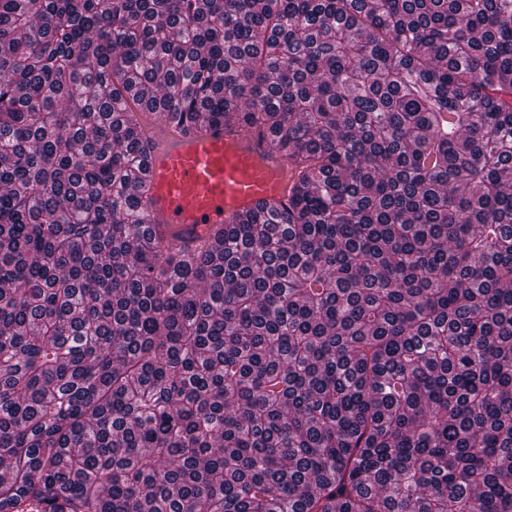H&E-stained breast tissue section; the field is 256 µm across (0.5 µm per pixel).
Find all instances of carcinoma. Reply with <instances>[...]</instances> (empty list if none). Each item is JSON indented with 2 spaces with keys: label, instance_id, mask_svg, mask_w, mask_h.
<instances>
[{
  "label": "carcinoma",
  "instance_id": "1",
  "mask_svg": "<svg viewBox=\"0 0 512 512\" xmlns=\"http://www.w3.org/2000/svg\"><path fill=\"white\" fill-rule=\"evenodd\" d=\"M139 112L290 203L164 244ZM0 512H512V0H0Z\"/></svg>",
  "mask_w": 512,
  "mask_h": 512
}]
</instances>
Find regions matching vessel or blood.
<instances>
[{
    "instance_id": "vessel-or-blood-1",
    "label": "vessel or blood",
    "mask_w": 512,
    "mask_h": 512,
    "mask_svg": "<svg viewBox=\"0 0 512 512\" xmlns=\"http://www.w3.org/2000/svg\"><path fill=\"white\" fill-rule=\"evenodd\" d=\"M142 125L147 221L166 239L203 238L263 200H288L291 167L267 137L233 122L183 130L147 118Z\"/></svg>"
}]
</instances>
